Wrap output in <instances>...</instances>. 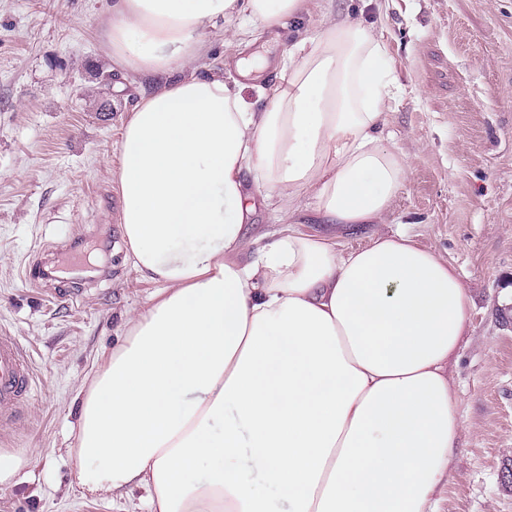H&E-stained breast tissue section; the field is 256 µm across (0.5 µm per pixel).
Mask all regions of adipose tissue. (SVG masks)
<instances>
[{
	"label": "adipose tissue",
	"instance_id": "obj_1",
	"mask_svg": "<svg viewBox=\"0 0 512 512\" xmlns=\"http://www.w3.org/2000/svg\"><path fill=\"white\" fill-rule=\"evenodd\" d=\"M108 54L150 80L112 177L139 276L157 286L82 401L81 486L149 512H436L461 420L448 362L472 298L446 257L392 220L409 165L383 147L392 54L334 0H110ZM313 18L282 77L247 101L202 67ZM371 224L271 234L249 263L256 202ZM205 462V478L194 468ZM202 33L205 43L202 63L211 67L221 68L224 62L228 60L231 63V66H229L231 75L244 83L250 84L252 81L240 77L234 70L232 58L237 50L224 46V37L220 34H216L211 28L202 30ZM338 225V224H337ZM343 226L340 230L339 241L344 248H357L369 242V224H358L354 226Z\"/></svg>",
	"mask_w": 512,
	"mask_h": 512
}]
</instances>
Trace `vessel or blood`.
Masks as SVG:
<instances>
[{"label":"vessel or blood","mask_w":512,"mask_h":512,"mask_svg":"<svg viewBox=\"0 0 512 512\" xmlns=\"http://www.w3.org/2000/svg\"><path fill=\"white\" fill-rule=\"evenodd\" d=\"M34 382V370L27 354L20 350L14 338L0 336V425L14 423L16 412Z\"/></svg>","instance_id":"vessel-or-blood-1"}]
</instances>
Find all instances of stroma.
Listing matches in <instances>:
<instances>
[{"instance_id": "35a3bbf8", "label": "stroma", "mask_w": 512, "mask_h": 512, "mask_svg": "<svg viewBox=\"0 0 512 512\" xmlns=\"http://www.w3.org/2000/svg\"><path fill=\"white\" fill-rule=\"evenodd\" d=\"M106 0H0V334L36 375L0 452L23 466L0 512H147L85 494L79 395L156 286L116 242L110 170L140 92L107 55ZM380 21L394 59L382 142L409 156L393 215L452 262L473 304L450 366L462 426L438 512H512V0H340ZM112 79V109H98ZM111 270L43 271L64 241Z\"/></svg>"}]
</instances>
